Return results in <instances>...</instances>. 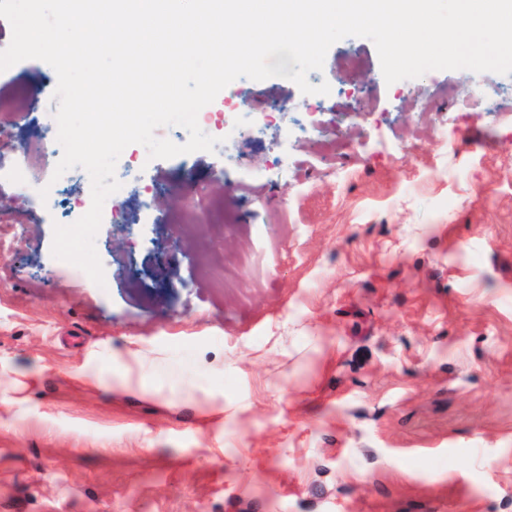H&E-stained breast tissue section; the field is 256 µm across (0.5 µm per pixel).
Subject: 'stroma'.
I'll list each match as a JSON object with an SVG mask.
<instances>
[{
	"label": "stroma",
	"mask_w": 512,
	"mask_h": 512,
	"mask_svg": "<svg viewBox=\"0 0 512 512\" xmlns=\"http://www.w3.org/2000/svg\"><path fill=\"white\" fill-rule=\"evenodd\" d=\"M10 73L0 105L52 98L47 63ZM308 80L329 94L232 82L200 115L217 138L239 119L215 152L139 170L141 145L124 150L102 288L61 272L54 216L0 181V236L18 239L0 252V381L26 385L0 403V512H512V122L409 106L451 82L511 98L512 74L389 85L374 43L347 37ZM252 100L272 113L259 129ZM310 104L339 159L302 136ZM147 196L168 203L147 214ZM192 202L203 218L181 223ZM87 364L101 386L75 379ZM207 409L223 427L202 428Z\"/></svg>",
	"instance_id": "obj_1"
}]
</instances>
